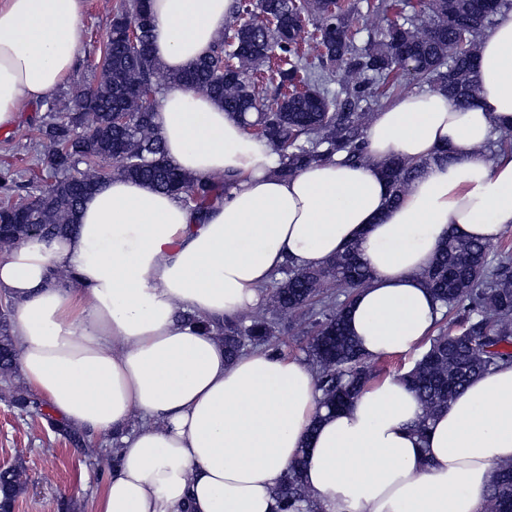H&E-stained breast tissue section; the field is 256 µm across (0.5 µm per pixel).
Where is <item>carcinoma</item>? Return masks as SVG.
Returning <instances> with one entry per match:
<instances>
[{"label": "carcinoma", "instance_id": "carcinoma-1", "mask_svg": "<svg viewBox=\"0 0 512 512\" xmlns=\"http://www.w3.org/2000/svg\"><path fill=\"white\" fill-rule=\"evenodd\" d=\"M139 0H121L101 51L94 81L82 93L51 102L52 120L40 128L48 142L51 179L26 203H0V244L30 238L28 225L13 223L30 214L39 237L52 240L77 229L76 214L84 189L113 176L145 182L181 196L198 209L224 193L221 181L200 182L181 172L165 155L154 123V108L136 90L156 84L160 66L151 54L153 17H141L145 49L136 52L122 36L123 24L135 18ZM512 0H366L365 10L338 2L306 0H237L236 16L256 13L263 20L232 26L215 40L212 54L187 69L167 74L174 88L184 86L210 97L238 118L247 134L278 155L279 173L338 156L343 162L369 160L364 132L374 109L387 104L412 82H424L459 108L475 105L479 96L475 62L480 38ZM312 15L314 33L298 36L297 20ZM277 83L278 92L260 96L258 83ZM338 89L331 90L332 85ZM125 112V125L110 123V114ZM93 115L86 133L82 115ZM440 153L420 162L391 157L378 162L390 184L391 204H398L410 185ZM113 169L105 171L101 161ZM371 272L347 245L325 265L313 269L289 266L266 289L269 312L317 316L306 351L317 366L323 404L349 405L379 374L361 353L345 324V311ZM422 279L441 306L456 310L448 327L428 337L429 347L401 380L420 401L424 414L418 428L448 407L472 379L512 361V252L491 254L486 244L453 232L445 235ZM343 289V296L333 289ZM10 313L0 315V384L15 377L18 358ZM274 335L267 320L224 323V351L234 359L243 337L259 346ZM53 432L81 448L86 434L45 415ZM26 484L0 473V512H11ZM285 512H300L307 502L300 464L291 467L285 485L274 493ZM486 512H512V464L496 468L487 490Z\"/></svg>", "mask_w": 512, "mask_h": 512}]
</instances>
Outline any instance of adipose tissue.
Wrapping results in <instances>:
<instances>
[{"label":"adipose tissue","mask_w":512,"mask_h":512,"mask_svg":"<svg viewBox=\"0 0 512 512\" xmlns=\"http://www.w3.org/2000/svg\"><path fill=\"white\" fill-rule=\"evenodd\" d=\"M236 2L150 0L160 66L208 55ZM83 11L84 0H0V127L67 80ZM477 73L473 108L403 94L375 112L368 161L288 178L232 114L173 89L154 114L166 153L194 179H228L225 194L200 210L113 177L84 199L75 233L0 256L21 379L58 420L116 439L93 512H274L296 462L312 512H485L493 471L512 462V364L428 420L395 378L330 413L308 361L258 347L230 362L222 338L284 265L321 266L353 241L372 273L348 310L366 359L425 340L441 309L420 274L446 231L493 243L512 228V158L477 152L512 128V11L486 33ZM442 151L390 206L378 160Z\"/></svg>","instance_id":"obj_1"}]
</instances>
